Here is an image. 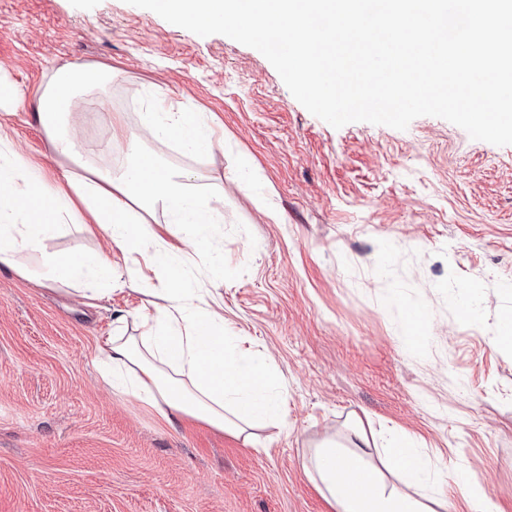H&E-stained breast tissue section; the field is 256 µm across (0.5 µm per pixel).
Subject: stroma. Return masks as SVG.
Instances as JSON below:
<instances>
[{"instance_id": "35a3bbf8", "label": "stroma", "mask_w": 512, "mask_h": 512, "mask_svg": "<svg viewBox=\"0 0 512 512\" xmlns=\"http://www.w3.org/2000/svg\"><path fill=\"white\" fill-rule=\"evenodd\" d=\"M63 66H105L76 135L89 160L109 115L138 125L134 92L212 113L206 154L150 147L224 197L186 283L222 304L224 329L271 362L285 422L253 444L166 420L101 377L107 336L136 335L152 296L75 292L0 269V512H330L302 468L322 439L360 424L414 435L512 512V145L438 117L406 130L333 128L257 50L198 36L126 0H0V76L24 96L0 134L62 179L38 89ZM426 316L409 342V309Z\"/></svg>"}]
</instances>
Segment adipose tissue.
I'll use <instances>...</instances> for the list:
<instances>
[{
    "mask_svg": "<svg viewBox=\"0 0 512 512\" xmlns=\"http://www.w3.org/2000/svg\"><path fill=\"white\" fill-rule=\"evenodd\" d=\"M111 81V73L100 68L61 67L39 96L38 119L51 148L72 164L65 185L52 184L0 135V265L75 291L111 281L109 254L47 252L46 241L72 227L105 233L125 255L148 254L169 285L168 302L140 309V335L104 340L99 349L104 378L167 420L191 416L247 436L259 422L281 420L279 380L268 364L225 336L214 299L184 281L194 254L207 247L214 225L223 223V209L218 197L193 192L201 172L172 166L147 147L169 141L190 152L210 151L220 144L221 130L208 113L176 109L154 96L139 126L128 125L124 113L111 114L106 156L97 163L85 160L74 133L80 93ZM158 211L167 223L193 228L186 247L152 229L149 219ZM24 252L40 254V264L19 262ZM374 448L356 425L347 443L327 437L312 448L305 469L332 512H436L442 503L437 489L447 476L413 438L390 433L382 470L372 461ZM388 470L401 473L414 492L389 485Z\"/></svg>",
    "mask_w": 512,
    "mask_h": 512,
    "instance_id": "1",
    "label": "adipose tissue"
}]
</instances>
